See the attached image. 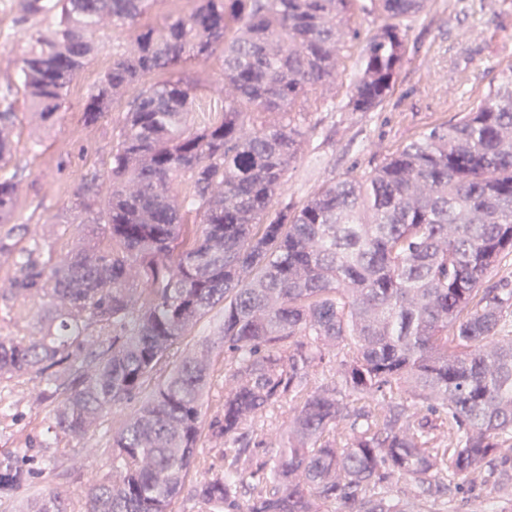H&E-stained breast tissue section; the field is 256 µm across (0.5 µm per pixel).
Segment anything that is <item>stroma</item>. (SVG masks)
Here are the masks:
<instances>
[{"mask_svg": "<svg viewBox=\"0 0 512 512\" xmlns=\"http://www.w3.org/2000/svg\"><path fill=\"white\" fill-rule=\"evenodd\" d=\"M18 16L16 0L0 12V78L16 73L29 37ZM378 23L372 15L357 19L359 35L344 50V72L331 89L335 104L313 114L316 132L288 168L285 192L294 205H302L322 180L370 170L373 156L469 111L512 64V0H432L425 13L407 22L408 60L383 107L345 110L366 37ZM132 34L121 26L100 37L97 54L75 75L53 127L35 126L26 115L27 102L16 100L13 162L21 186L12 221L21 225L22 237L40 239L54 257L66 256L85 232L72 208V188L85 168L107 162L112 131L127 110L118 102L107 118L85 125L86 90L111 66L113 45ZM183 70L200 79L198 101L222 106L221 58L192 61ZM43 387L35 377L0 379V459L28 441L42 445L33 463L35 478L14 495H0V512H20L51 488L63 491L70 512H85L88 488L112 474V436L134 410L129 404L104 414L96 429L82 436L58 434L52 428L57 403L42 398Z\"/></svg>", "mask_w": 512, "mask_h": 512, "instance_id": "1", "label": "stroma"}]
</instances>
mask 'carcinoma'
Instances as JSON below:
<instances>
[{"label":"carcinoma","instance_id":"1","mask_svg":"<svg viewBox=\"0 0 512 512\" xmlns=\"http://www.w3.org/2000/svg\"><path fill=\"white\" fill-rule=\"evenodd\" d=\"M153 0H19L41 23L17 73L30 118L52 124L102 28L133 26ZM143 26L86 95L84 123L128 97L111 161L87 170L75 208L99 230L52 262L45 245L0 234L13 273L0 307L40 313L38 333L0 336V376H36L57 433L85 434L135 402L112 438V479L86 512H446L436 492L466 486L512 499V66L457 121L436 125L369 171L328 179L296 207L284 185L314 132L351 24L368 37L347 93L381 107L407 57L393 20L430 0H194ZM224 58V111L193 127V82L147 81ZM0 94V221L21 181L5 155L17 119ZM193 231H187L189 217ZM212 336L183 339L217 305ZM333 378L309 389L326 356ZM224 407L204 419L217 360ZM296 402L274 441L247 429ZM232 444L224 469L189 484L203 433ZM272 444L265 459L257 449ZM0 461V494L35 474ZM27 512H69L51 490Z\"/></svg>","mask_w":512,"mask_h":512}]
</instances>
